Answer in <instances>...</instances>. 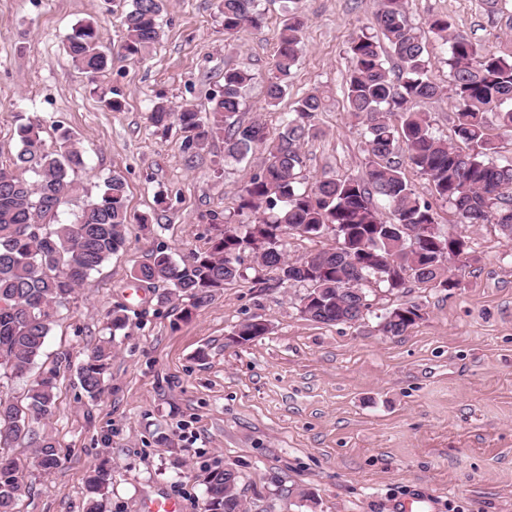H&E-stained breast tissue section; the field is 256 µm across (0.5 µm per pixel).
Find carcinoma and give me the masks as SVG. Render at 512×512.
<instances>
[{"label":"carcinoma","mask_w":512,"mask_h":512,"mask_svg":"<svg viewBox=\"0 0 512 512\" xmlns=\"http://www.w3.org/2000/svg\"><path fill=\"white\" fill-rule=\"evenodd\" d=\"M166 0H130L123 18L121 49L126 58L142 59L161 37L159 18ZM258 0H222L224 34L245 26L261 27L264 13ZM509 0H483L490 16H507ZM304 21L288 10L272 58V77L266 102L276 107L288 94V77L302 54ZM449 45L448 86L437 82L425 59L423 29ZM66 52L74 67L89 74L104 73L112 52L99 40L91 20L79 22L67 36ZM349 69L344 96L350 117L363 127L366 167L361 175L325 177L311 186L301 182V147L315 135L314 120L325 107V95L316 91L295 101L281 113L274 137L258 121L237 119L244 90L252 75L228 68L224 84L201 113L176 110L158 99L150 108L153 127H178L183 149L191 152L208 140L224 137V160L241 161L255 150L265 162L236 191L237 213L254 215L250 224L224 221L210 246L187 259L176 260L159 248L134 271L141 286L163 284L159 305L187 297L197 306L208 303L224 288L245 278L244 255L256 258L255 280L266 283L262 272H273L279 283H301L318 294L317 312L310 319L329 324L351 312L349 288L374 280L388 289L402 288L406 280L433 288H453L451 278L469 261V239L462 229L493 223L512 229V160L495 159L498 145L487 133V114L495 116L504 132L512 133V49L493 51L454 32L446 15H432L419 26L407 15L406 0H377L374 23L362 26L347 46ZM398 61L387 66V58ZM450 100L456 120V141L436 134L427 115L418 109L425 99ZM37 121L19 126L20 147L8 163H0V378L24 377L41 357L45 340L76 288L127 243L128 225L149 218H131L127 186L114 174L89 197L75 171L84 165L82 151L71 133L60 129L56 145L46 146ZM405 159L425 176L431 195L450 204L461 231L442 240L406 232L410 224L436 223L432 203L421 197L402 171ZM80 200L74 219L63 222L64 207ZM327 231L336 247L303 259H288V237H317ZM126 309L107 311L109 332L127 325ZM112 361V344L97 345L77 366L79 383L95 400L104 391ZM30 383L23 408L0 398V449L19 442L35 449L37 466L50 471L61 463L52 437L39 435L34 424L50 418L55 409L61 365ZM111 471L96 467L88 478L92 495H102L111 484ZM204 512H243L237 492L238 476L231 470L206 473ZM14 458L0 454V512H14L24 492Z\"/></svg>","instance_id":"cac0c4a2"}]
</instances>
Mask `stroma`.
Returning a JSON list of instances; mask_svg holds the SVG:
<instances>
[{"mask_svg": "<svg viewBox=\"0 0 512 512\" xmlns=\"http://www.w3.org/2000/svg\"><path fill=\"white\" fill-rule=\"evenodd\" d=\"M217 2L167 0L160 41L132 61L121 50L123 8L114 0H0V161L15 154L27 120H41L50 146L58 128L68 129L89 193L120 174L129 212L153 218L129 225L125 248L77 288L46 340L41 368L65 351L73 361L60 371L54 415L36 427L52 436L61 463L44 471L31 448H12L26 485L16 512H86L87 478L102 463L112 471L102 512H142L159 495L203 512L202 479L215 468L237 473L247 512H393L413 491L433 512H512V243L496 225L469 228L472 256L456 288L378 289L354 324L307 320L297 309L300 284L262 288L248 278L198 307L186 298L159 306V289L133 284L156 249L182 259L208 247L214 218L249 222L235 212V192L264 161L256 152L225 162L220 139L185 153L178 131L151 126L156 96L202 112L225 69H245L253 80L239 118L274 134L299 97L330 91L302 149L301 179L309 186L364 169V138L344 108L343 84L348 41L371 23L374 0H300L304 54L273 109L264 88L284 0H261L263 25L231 37ZM432 14L449 16L473 42L508 43L481 0H408L412 23ZM84 20L97 21L112 50L98 78L65 53ZM112 92L122 111L106 107L102 96ZM161 193L164 212L155 204ZM401 304L419 305L422 319L402 335L384 334L379 314ZM116 306L129 321L112 338L106 388L93 401L74 366ZM252 316L266 319L270 333L233 343L235 326Z\"/></svg>", "mask_w": 512, "mask_h": 512, "instance_id": "1", "label": "stroma"}]
</instances>
